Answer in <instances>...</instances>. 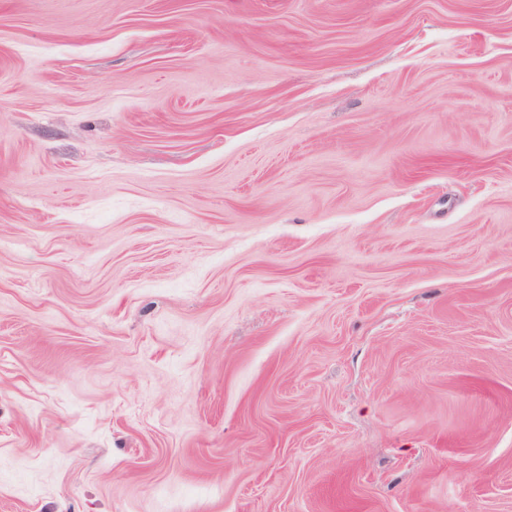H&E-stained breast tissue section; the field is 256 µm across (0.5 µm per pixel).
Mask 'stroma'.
Segmentation results:
<instances>
[{"mask_svg":"<svg viewBox=\"0 0 512 512\" xmlns=\"http://www.w3.org/2000/svg\"><path fill=\"white\" fill-rule=\"evenodd\" d=\"M0 512H512V0H0Z\"/></svg>","mask_w":512,"mask_h":512,"instance_id":"1","label":"stroma"}]
</instances>
